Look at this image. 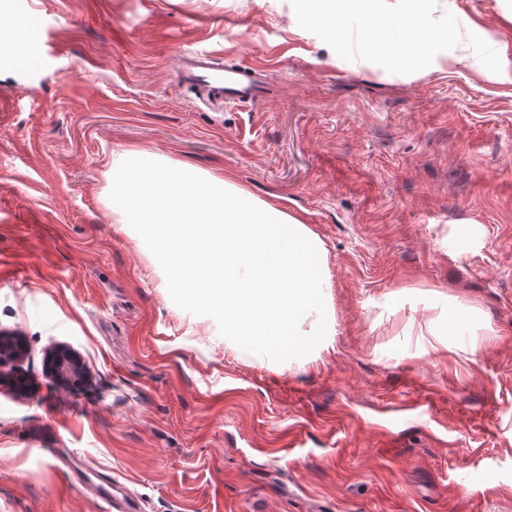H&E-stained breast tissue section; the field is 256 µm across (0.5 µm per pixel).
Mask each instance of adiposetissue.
Returning <instances> with one entry per match:
<instances>
[{
	"mask_svg": "<svg viewBox=\"0 0 512 512\" xmlns=\"http://www.w3.org/2000/svg\"><path fill=\"white\" fill-rule=\"evenodd\" d=\"M392 13L381 11V0H314L306 22L318 24L331 34H342L353 21H361L365 35L382 32L396 48L401 61L418 70L434 66L454 32L452 21L429 20V0H399Z\"/></svg>",
	"mask_w": 512,
	"mask_h": 512,
	"instance_id": "ef3b65f1",
	"label": "adipose tissue"
}]
</instances>
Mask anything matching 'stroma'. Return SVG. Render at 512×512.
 Instances as JSON below:
<instances>
[{
	"label": "stroma",
	"mask_w": 512,
	"mask_h": 512,
	"mask_svg": "<svg viewBox=\"0 0 512 512\" xmlns=\"http://www.w3.org/2000/svg\"><path fill=\"white\" fill-rule=\"evenodd\" d=\"M50 52L0 67V512H512V0H432L444 58L381 65L310 0H15ZM266 70L213 108L177 56ZM221 174L322 243L334 333L285 362L178 308L108 194L124 154ZM392 294V304L378 297ZM493 330L438 346L448 305ZM64 345L91 382L60 387ZM118 480L116 478H113L112 480V496L107 490L106 487H109V481L106 480L105 486L99 488L98 497L101 498V501L104 503L101 508L104 512H111L114 510L115 512H132L134 511L135 507L132 503L120 499L116 495V487L118 484Z\"/></svg>",
	"instance_id": "35a3bbf8"
}]
</instances>
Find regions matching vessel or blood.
Returning a JSON list of instances; mask_svg holds the SVG:
<instances>
[{
	"label": "vessel or blood",
	"instance_id": "obj_1",
	"mask_svg": "<svg viewBox=\"0 0 512 512\" xmlns=\"http://www.w3.org/2000/svg\"><path fill=\"white\" fill-rule=\"evenodd\" d=\"M179 72L183 82L197 90L203 100L215 105L221 102H254L262 100L267 88L262 70L257 66L231 67L206 53L180 57Z\"/></svg>",
	"mask_w": 512,
	"mask_h": 512
}]
</instances>
